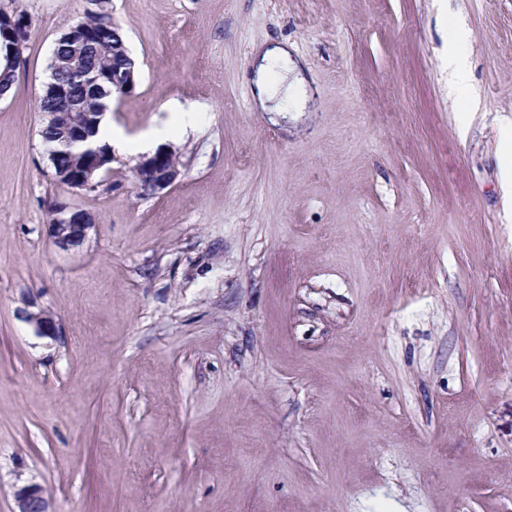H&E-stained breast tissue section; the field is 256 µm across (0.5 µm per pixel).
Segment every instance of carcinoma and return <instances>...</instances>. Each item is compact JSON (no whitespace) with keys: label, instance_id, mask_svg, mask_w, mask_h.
<instances>
[{"label":"carcinoma","instance_id":"carcinoma-1","mask_svg":"<svg viewBox=\"0 0 512 512\" xmlns=\"http://www.w3.org/2000/svg\"><path fill=\"white\" fill-rule=\"evenodd\" d=\"M53 56L69 61L64 68L50 70L49 82L65 83L76 91L81 111L92 113L91 127L93 134H98V127L112 101V64L121 65L125 59L112 56V41L94 43L85 46L80 55H74L70 42L61 40L55 43ZM42 143L64 154L63 162L71 168L84 166L91 156L90 146L94 140L72 142L62 137L61 132L44 122L40 129Z\"/></svg>","mask_w":512,"mask_h":512}]
</instances>
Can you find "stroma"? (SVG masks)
<instances>
[{"mask_svg":"<svg viewBox=\"0 0 512 512\" xmlns=\"http://www.w3.org/2000/svg\"><path fill=\"white\" fill-rule=\"evenodd\" d=\"M0 100V512H512V0H111L129 138L181 175L75 196L58 249L38 97L85 0H20ZM473 95L448 96V37ZM287 44L312 99L263 112ZM177 112L197 115L183 127ZM37 300L61 334H35ZM9 43H10L9 40L6 37L2 38V40H1L2 55L8 53ZM24 46H25L24 41L22 39H17L14 43H11L8 56H4V59H2L1 55H0V69L2 66V69L0 71V85H1V87H6V89H8L9 91L11 90V88L13 87V85L16 81L17 72L19 70L18 69L17 71H14L13 69H9V67L14 64L15 58L18 55L22 54ZM6 89H3V90L0 89V99L7 96L6 94L8 93V90H6ZM259 60L254 94L261 106H264L266 102H275L274 107L277 108L282 100H295L300 96L301 90L297 79L288 82L291 68L286 46L275 45L263 50L259 55ZM274 67L280 68L281 74V83L275 87L271 86L266 79V74ZM280 91H282L281 96H279ZM49 232L56 246L69 250L83 245L94 224L92 214L78 205L56 199L47 206ZM19 510L17 512H51L43 489L38 485H31L18 494Z\"/></svg>","mask_w":512,"mask_h":512,"instance_id":"obj_1","label":"stroma"}]
</instances>
